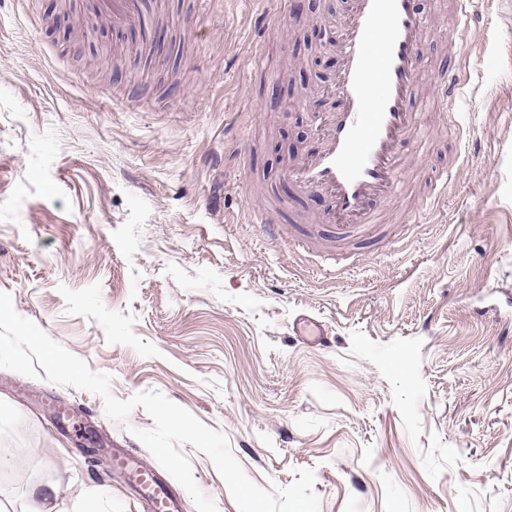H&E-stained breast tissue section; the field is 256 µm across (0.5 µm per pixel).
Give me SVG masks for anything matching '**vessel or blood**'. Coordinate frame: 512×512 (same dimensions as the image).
<instances>
[{
  "mask_svg": "<svg viewBox=\"0 0 512 512\" xmlns=\"http://www.w3.org/2000/svg\"><path fill=\"white\" fill-rule=\"evenodd\" d=\"M102 7L118 30L135 27L144 10L142 0H102ZM433 28L414 0H352L339 28L335 87L343 107L328 114L319 146L291 173L301 192L328 198L323 219L335 224L338 238L380 223L383 204L403 188L411 160L405 148L422 143V115L412 103L422 79V44ZM466 79L465 67L449 69L438 83L440 99L455 103ZM112 461L151 505L178 512L175 492L141 459L118 451Z\"/></svg>",
  "mask_w": 512,
  "mask_h": 512,
  "instance_id": "obj_1",
  "label": "vessel or blood"
}]
</instances>
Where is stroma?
I'll use <instances>...</instances> for the list:
<instances>
[{"instance_id": "35a3bbf8", "label": "stroma", "mask_w": 512, "mask_h": 512, "mask_svg": "<svg viewBox=\"0 0 512 512\" xmlns=\"http://www.w3.org/2000/svg\"><path fill=\"white\" fill-rule=\"evenodd\" d=\"M417 2L435 22L424 152L376 233L327 254L324 204L284 176L337 109L336 47L303 39L350 0L282 21L259 73L276 0H145L146 26L121 33L74 0L82 39L55 0H0V292L115 397L160 391L223 434L263 489L313 470L320 512H512V0H475L464 48L450 0ZM464 56L455 109L436 107ZM305 315L321 335L297 333ZM154 426L0 368V512L35 487L58 512H151L110 461L158 468L135 436ZM183 451L218 512H239ZM280 10L277 11L276 14L273 15H266L264 20L262 21L261 25L259 26L257 30V38H255L256 45H255V53L254 58L252 60V67L253 68H260L263 66L264 58L261 51V42L262 38L269 33L272 29L278 27L282 21L283 18H285L289 11H288V1H280Z\"/></svg>"}]
</instances>
